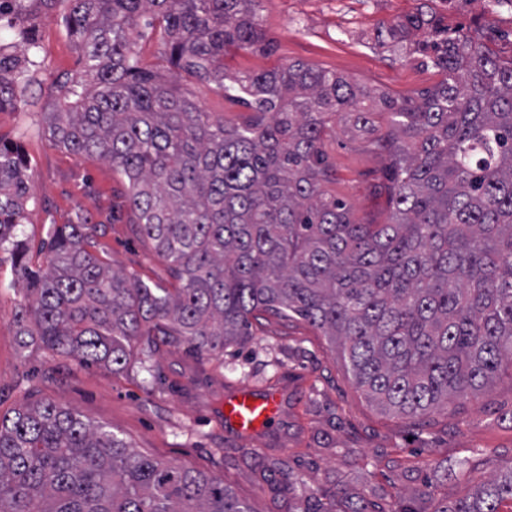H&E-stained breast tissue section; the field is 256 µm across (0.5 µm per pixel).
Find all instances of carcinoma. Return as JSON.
<instances>
[{"label": "carcinoma", "instance_id": "cac0c4a2", "mask_svg": "<svg viewBox=\"0 0 512 512\" xmlns=\"http://www.w3.org/2000/svg\"><path fill=\"white\" fill-rule=\"evenodd\" d=\"M66 3L82 70L47 113L49 141L105 160L128 181L132 223L180 287L136 281L95 251L97 225L56 227L48 268L23 261L16 228L31 192L24 159L0 147V250L27 282L19 335L81 367L123 371L132 342L159 337L218 366L265 313L297 316L338 348L366 398L420 420L512 366V58L466 35L432 43L436 87L394 100L294 62L230 75V48L263 49L258 0ZM160 27L168 77L138 66L140 27ZM0 46V106L28 81L35 46ZM211 82L253 112L243 125L178 91ZM371 105H363L365 99ZM389 159L391 211L357 224L325 185L331 116L370 130ZM512 464L438 512H501ZM0 512H254L224 480L140 453L52 402L0 414Z\"/></svg>", "mask_w": 512, "mask_h": 512}]
</instances>
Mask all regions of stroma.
Returning <instances> with one entry per match:
<instances>
[{
    "label": "stroma",
    "mask_w": 512,
    "mask_h": 512,
    "mask_svg": "<svg viewBox=\"0 0 512 512\" xmlns=\"http://www.w3.org/2000/svg\"><path fill=\"white\" fill-rule=\"evenodd\" d=\"M255 12L268 50L227 52L229 72L301 62L371 91L412 95L443 79L423 62L426 32L405 25L418 14L481 39L500 56L512 55V7L491 9L486 0H258ZM64 14L61 2L48 10L27 0L23 18L0 20L1 46L16 45L25 30L41 58L20 100L0 109V141L20 147L33 175L36 201L19 228L28 264L46 270L50 229L80 213L97 224L96 249L113 269L175 287L167 264L128 222L126 178L107 162L48 141L46 114L57 85L81 70ZM182 85L225 124L250 117L214 84L186 79ZM321 150L335 173L327 189L349 205L352 219L385 223L387 158L364 148L343 121L326 130ZM26 286L14 256L0 251V413L26 403L63 405L144 454L222 478L254 512H343L346 499L370 500L378 492L385 512H436L512 463L510 368L490 387L414 422L369 402L319 330L299 318H271L254 326L246 347L226 349L220 364L185 343L158 342L154 383L138 351L116 373L77 367L36 341L21 346L14 315ZM243 386L276 390L281 400L274 424L252 437L222 423L225 396Z\"/></svg>",
    "instance_id": "obj_1"
}]
</instances>
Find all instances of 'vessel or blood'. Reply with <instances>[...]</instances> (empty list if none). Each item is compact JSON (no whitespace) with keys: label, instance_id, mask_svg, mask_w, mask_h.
<instances>
[{"label":"vessel or blood","instance_id":"b4317fda","mask_svg":"<svg viewBox=\"0 0 512 512\" xmlns=\"http://www.w3.org/2000/svg\"><path fill=\"white\" fill-rule=\"evenodd\" d=\"M279 398L276 392H256L243 387L224 399L225 427L238 435L250 436L266 429L277 417Z\"/></svg>","mask_w":512,"mask_h":512}]
</instances>
